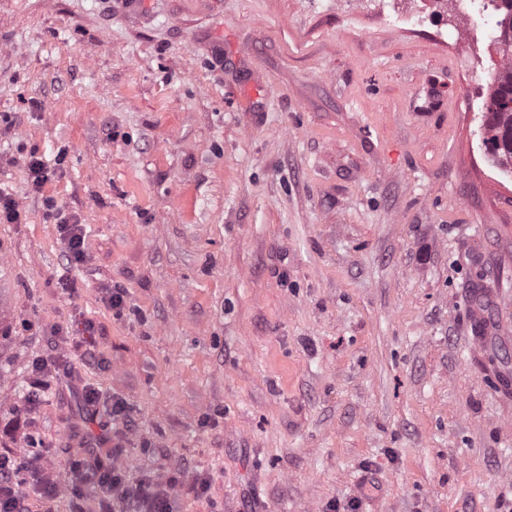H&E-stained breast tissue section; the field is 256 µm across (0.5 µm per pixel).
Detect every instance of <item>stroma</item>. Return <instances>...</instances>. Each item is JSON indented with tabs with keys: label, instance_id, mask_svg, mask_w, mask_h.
<instances>
[{
	"label": "stroma",
	"instance_id": "35a3bbf8",
	"mask_svg": "<svg viewBox=\"0 0 512 512\" xmlns=\"http://www.w3.org/2000/svg\"><path fill=\"white\" fill-rule=\"evenodd\" d=\"M470 7L0 0V455L37 437L57 479L118 436L173 512H512V174ZM57 224H61L62 235L69 254L75 259H80L83 256L84 248V237L80 231L81 225L77 224L75 217L63 214V212H58Z\"/></svg>",
	"mask_w": 512,
	"mask_h": 512
}]
</instances>
